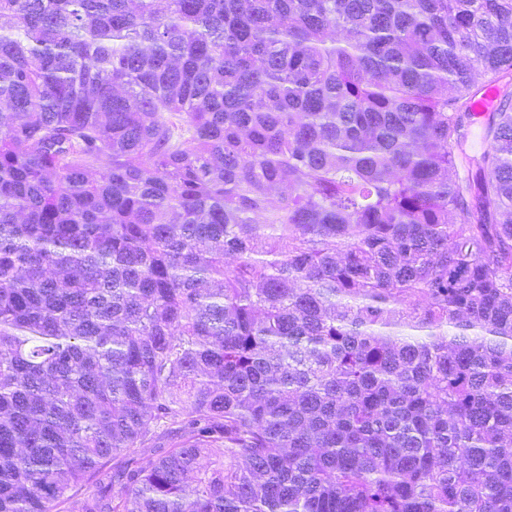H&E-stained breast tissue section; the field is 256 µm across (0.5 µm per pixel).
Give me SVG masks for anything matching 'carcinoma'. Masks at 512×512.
I'll list each match as a JSON object with an SVG mask.
<instances>
[{"label":"carcinoma","instance_id":"1","mask_svg":"<svg viewBox=\"0 0 512 512\" xmlns=\"http://www.w3.org/2000/svg\"><path fill=\"white\" fill-rule=\"evenodd\" d=\"M4 16L0 512H512V0Z\"/></svg>","mask_w":512,"mask_h":512}]
</instances>
